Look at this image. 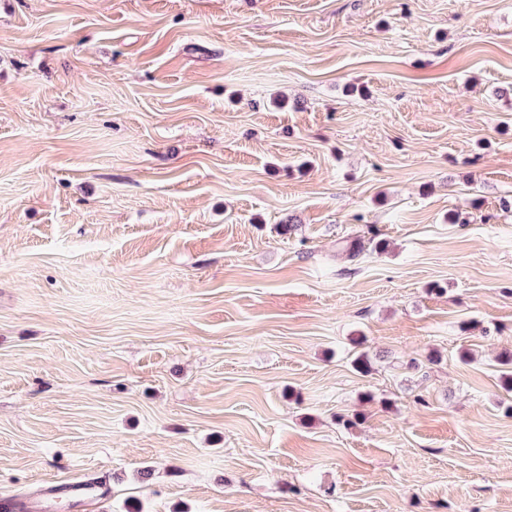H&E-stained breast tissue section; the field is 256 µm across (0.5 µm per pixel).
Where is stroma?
I'll list each match as a JSON object with an SVG mask.
<instances>
[{
    "label": "stroma",
    "mask_w": 512,
    "mask_h": 512,
    "mask_svg": "<svg viewBox=\"0 0 512 512\" xmlns=\"http://www.w3.org/2000/svg\"><path fill=\"white\" fill-rule=\"evenodd\" d=\"M505 350L512 0H0V499L512 512ZM100 495V488L86 482H62L49 480L30 500L0 503L6 512H41L47 510L48 502L66 501L70 508L86 510Z\"/></svg>",
    "instance_id": "35a3bbf8"
}]
</instances>
